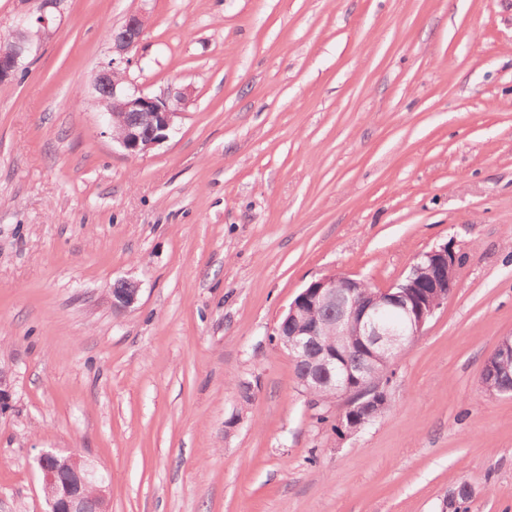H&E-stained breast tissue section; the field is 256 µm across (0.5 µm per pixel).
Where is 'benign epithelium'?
Returning <instances> with one entry per match:
<instances>
[{"label": "benign epithelium", "instance_id": "1", "mask_svg": "<svg viewBox=\"0 0 512 512\" xmlns=\"http://www.w3.org/2000/svg\"><path fill=\"white\" fill-rule=\"evenodd\" d=\"M143 18L128 17L124 25L112 32V53L116 58L97 72L93 87L98 94L101 112L112 140L130 155H139L163 144L175 129L176 119L187 92L157 97L124 88L126 80L120 64L127 63L139 44ZM40 32L32 31L23 19L12 32L9 45L0 50V83L15 78L23 60L32 53ZM459 265V257L443 246L421 255L405 278L389 288L368 290V284L349 275L327 274L312 281L291 302L284 321L295 328L289 346L290 353L299 350L314 352L311 361L328 375L336 370V354L320 349L324 325L307 318L308 304L339 310L337 324L343 336H363L364 347L370 353L392 363L404 352L408 343L423 335L427 323L437 310L448 302V273ZM138 289L127 288L112 292V305L132 306ZM512 358V336H503L494 352L484 363L483 378L493 380L502 376L501 360ZM337 396L344 399L345 409L339 416V427L352 422V406L383 405L388 399L380 378L358 381L346 380L337 387ZM43 476V493L49 512H105V478L86 460L70 455L61 457L43 450L37 457ZM475 489L463 481L450 490L443 502L444 512H456L459 499L472 498Z\"/></svg>", "mask_w": 512, "mask_h": 512}]
</instances>
